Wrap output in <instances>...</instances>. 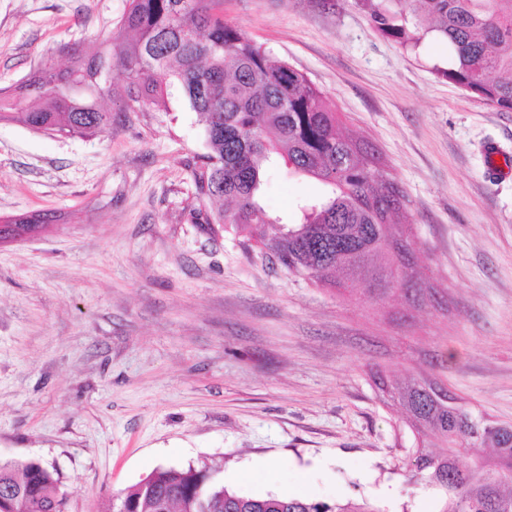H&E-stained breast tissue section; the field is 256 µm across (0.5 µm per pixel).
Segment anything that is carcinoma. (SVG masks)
<instances>
[{
	"mask_svg": "<svg viewBox=\"0 0 512 512\" xmlns=\"http://www.w3.org/2000/svg\"><path fill=\"white\" fill-rule=\"evenodd\" d=\"M121 29L129 46L71 54L63 71L39 70L0 88V121L19 112L36 130L95 135L112 125L101 101L112 97V67L126 78L130 101L164 108L175 87L195 112L207 152L192 164L198 195L230 207L207 224L249 239L290 271L329 288L362 285L379 299L397 289L401 256L389 250L405 196L367 147L342 131L323 93L287 62L224 21V0H128ZM373 27L405 49L429 37L448 49L436 74L499 112H512V0H357ZM283 165L322 191L296 205L288 225L260 202L266 172ZM380 388L403 409L417 434L433 436L437 453L413 448L410 484L437 497L436 512H512V432L483 422L437 396L432 382ZM452 487H446L448 475ZM386 512L380 502L331 506L277 494L249 496L227 488L207 467H159L110 503L105 512ZM0 512H68L57 471L32 461L0 460Z\"/></svg>",
	"mask_w": 512,
	"mask_h": 512,
	"instance_id": "1",
	"label": "carcinoma"
}]
</instances>
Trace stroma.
<instances>
[{
    "label": "stroma",
    "mask_w": 512,
    "mask_h": 512,
    "mask_svg": "<svg viewBox=\"0 0 512 512\" xmlns=\"http://www.w3.org/2000/svg\"><path fill=\"white\" fill-rule=\"evenodd\" d=\"M127 0H0V87L63 68L64 46L118 34ZM224 19L304 73L403 191L400 230L420 301L337 291L288 273L247 239L212 232L190 166L202 126L113 97L108 132L0 122V217L46 213L0 245V460L56 470L68 512H103L158 467L234 475L263 496L433 507L408 484L413 437L374 382L424 375L512 424V112L468 96L403 50L356 0H224ZM316 183L275 167L262 201L281 223Z\"/></svg>",
    "instance_id": "stroma-1"
}]
</instances>
